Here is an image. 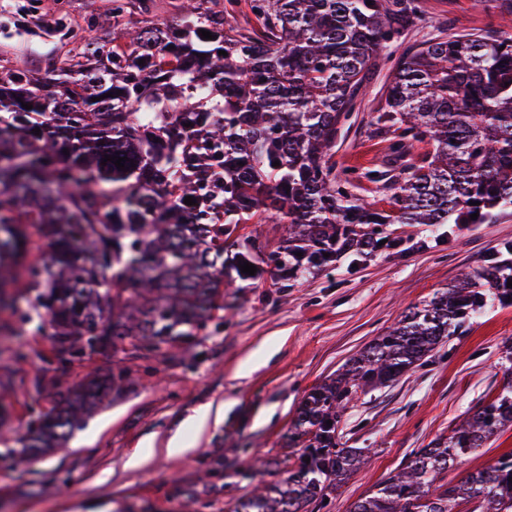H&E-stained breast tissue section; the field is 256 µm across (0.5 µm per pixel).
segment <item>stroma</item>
Masks as SVG:
<instances>
[{"mask_svg":"<svg viewBox=\"0 0 512 512\" xmlns=\"http://www.w3.org/2000/svg\"><path fill=\"white\" fill-rule=\"evenodd\" d=\"M0 0V52L42 73L62 44L58 14L87 26L99 41L112 32V0ZM512 35V0H425L405 21L396 53L439 33ZM392 61L374 67L333 159L338 174L380 168L382 182L359 179L351 192L379 210L390 207L392 178L430 146L393 157L375 122ZM397 245L348 257L297 281L268 273L235 280L224 309L204 330L160 353L125 340L116 349L72 356L21 314L38 289L13 284L15 309L0 312V512H232L257 487L287 476L302 448L292 422L306 394L396 323L430 300L460 271L482 266L512 242V210L487 224H390ZM512 345V305L492 304L451 344L389 387L359 395L340 422L341 441L371 459L313 512H349L410 454L430 447L479 401L497 395ZM120 375V391L80 416L61 447L15 454L35 416L62 403L94 377ZM512 451V428L449 470L456 483Z\"/></svg>","mask_w":512,"mask_h":512,"instance_id":"35a3bbf8","label":"stroma"}]
</instances>
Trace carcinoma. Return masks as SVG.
<instances>
[{
    "label": "carcinoma",
    "mask_w": 512,
    "mask_h": 512,
    "mask_svg": "<svg viewBox=\"0 0 512 512\" xmlns=\"http://www.w3.org/2000/svg\"><path fill=\"white\" fill-rule=\"evenodd\" d=\"M113 2L119 35L100 44L79 26L67 32L46 81L0 53V288L16 278L44 289L37 307L57 342L92 333L102 351L127 338L168 349L224 309L226 247L258 276L300 278L382 240L394 247L385 224H486L512 206V39L439 36L398 57L377 123L392 132V153L426 140L432 151L400 173L392 208L379 212L353 200L333 149L375 59L424 0H249L258 27L246 32L234 20L238 0H183L175 28L152 19L151 0ZM130 10L140 19L126 28ZM202 26L214 39H197ZM106 155L128 158L125 169ZM242 224H286L288 236L265 251ZM505 254L408 307L312 389L294 421L307 452L234 512H308L364 464L366 449L339 443L347 405L397 381L489 302L512 304V244ZM502 370L497 396L350 512H512V452L444 483L512 427V351ZM106 395L83 386L70 409ZM70 423L49 411L23 452L52 447Z\"/></svg>",
    "instance_id": "carcinoma-1"
}]
</instances>
